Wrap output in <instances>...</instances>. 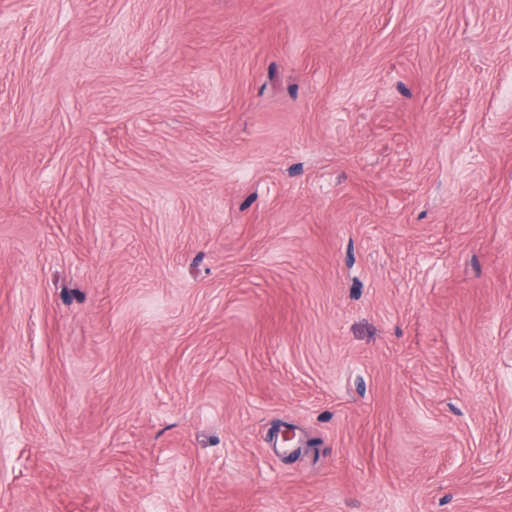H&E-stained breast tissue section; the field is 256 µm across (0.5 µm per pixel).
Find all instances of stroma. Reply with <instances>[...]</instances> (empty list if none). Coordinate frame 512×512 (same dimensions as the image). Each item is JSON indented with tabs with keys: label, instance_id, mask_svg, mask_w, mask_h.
I'll use <instances>...</instances> for the list:
<instances>
[{
	"label": "stroma",
	"instance_id": "stroma-1",
	"mask_svg": "<svg viewBox=\"0 0 512 512\" xmlns=\"http://www.w3.org/2000/svg\"><path fill=\"white\" fill-rule=\"evenodd\" d=\"M0 512H512V0H0Z\"/></svg>",
	"mask_w": 512,
	"mask_h": 512
}]
</instances>
